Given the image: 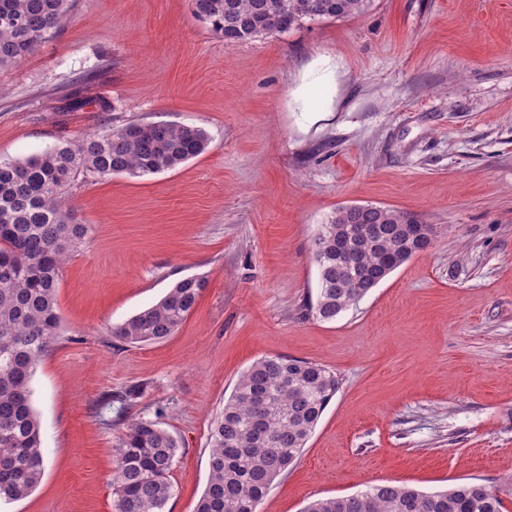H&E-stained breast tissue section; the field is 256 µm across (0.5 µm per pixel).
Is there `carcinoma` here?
<instances>
[{"instance_id": "cac0c4a2", "label": "carcinoma", "mask_w": 512, "mask_h": 512, "mask_svg": "<svg viewBox=\"0 0 512 512\" xmlns=\"http://www.w3.org/2000/svg\"><path fill=\"white\" fill-rule=\"evenodd\" d=\"M365 0H190L192 15L234 46L286 33L305 20L357 14ZM75 0H0V71L23 62L56 36ZM210 137L201 127L128 123L104 134L63 138L31 156L0 159V500L18 501L39 485L45 469L41 425L32 400L37 364L59 340L56 294L70 254L89 227L76 220L66 191L79 178L173 170L202 154ZM417 217L388 207L344 206L312 242L318 267L316 300L306 314L332 321L431 244L410 225ZM207 286L203 276L177 281L157 303L112 328L127 345L174 335ZM336 372L290 356L265 357L241 374L210 435V475L196 512H256L276 477L302 454L322 414L339 392ZM140 391L102 394L101 409L117 402V418ZM178 441L155 421L128 424L114 455L113 512H165ZM501 499L475 482L424 492L381 484L356 495L318 498L302 512H502Z\"/></svg>"}]
</instances>
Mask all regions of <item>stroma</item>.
Instances as JSON below:
<instances>
[{"mask_svg":"<svg viewBox=\"0 0 512 512\" xmlns=\"http://www.w3.org/2000/svg\"><path fill=\"white\" fill-rule=\"evenodd\" d=\"M130 122L194 124L211 142L169 171L70 188L92 230L32 379L45 472L0 512H112L126 426L95 405L131 386L129 419L179 443L166 512H195L212 421L239 376L278 355L324 365L341 388L257 512L460 482L512 512V0H366L231 47L189 0H77L0 71V158ZM351 203L411 212L432 242L324 322L302 309L318 286L311 244ZM194 275L207 287L173 336L113 340Z\"/></svg>","mask_w":512,"mask_h":512,"instance_id":"35a3bbf8","label":"stroma"}]
</instances>
